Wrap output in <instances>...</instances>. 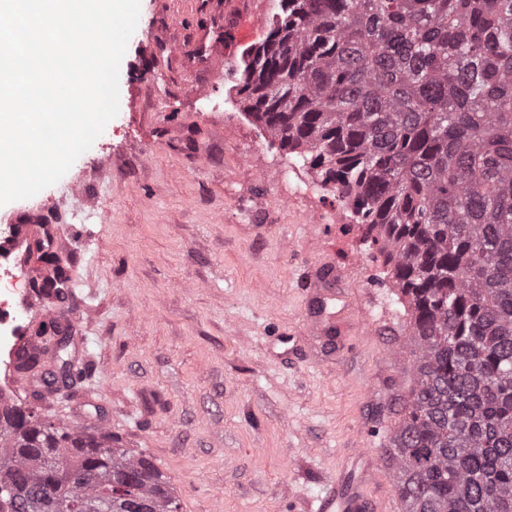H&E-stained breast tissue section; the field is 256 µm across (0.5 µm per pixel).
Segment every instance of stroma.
<instances>
[{
	"label": "stroma",
	"mask_w": 512,
	"mask_h": 512,
	"mask_svg": "<svg viewBox=\"0 0 512 512\" xmlns=\"http://www.w3.org/2000/svg\"><path fill=\"white\" fill-rule=\"evenodd\" d=\"M199 2L140 0L118 113L63 176L75 195L52 185L33 197L66 246L67 298L0 283L40 349L46 310L71 321L75 383L44 399L39 365L21 384L0 376V388L146 455L179 512H314L363 448L376 512H402L386 456L413 382L398 290L350 209L244 113L231 76L279 0L248 2L225 25L219 81L156 51L192 52L227 9ZM255 16L260 28L243 35ZM103 200L107 218H83Z\"/></svg>",
	"instance_id": "obj_1"
}]
</instances>
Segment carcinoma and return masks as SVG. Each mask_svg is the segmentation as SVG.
<instances>
[{
  "label": "carcinoma",
  "mask_w": 512,
  "mask_h": 512,
  "mask_svg": "<svg viewBox=\"0 0 512 512\" xmlns=\"http://www.w3.org/2000/svg\"><path fill=\"white\" fill-rule=\"evenodd\" d=\"M237 93L385 254L414 347L389 437L403 512H512V0H280ZM0 404V512L131 500L167 476Z\"/></svg>",
  "instance_id": "obj_1"
}]
</instances>
